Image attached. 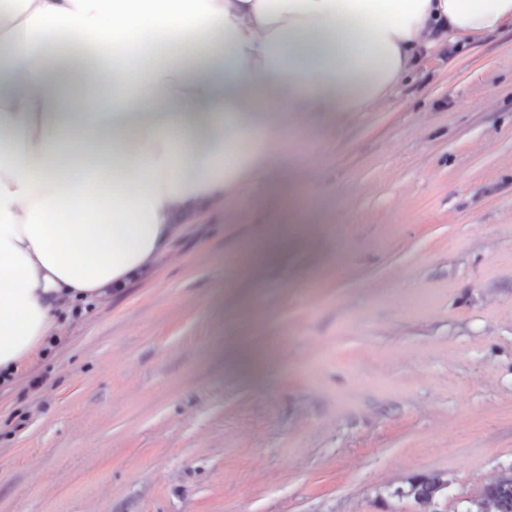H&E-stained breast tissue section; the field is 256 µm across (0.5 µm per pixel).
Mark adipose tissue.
I'll use <instances>...</instances> for the list:
<instances>
[{
	"label": "adipose tissue",
	"mask_w": 512,
	"mask_h": 512,
	"mask_svg": "<svg viewBox=\"0 0 512 512\" xmlns=\"http://www.w3.org/2000/svg\"><path fill=\"white\" fill-rule=\"evenodd\" d=\"M512 31V0H6L0 373L66 305L151 269L269 181L288 119L365 112L423 57ZM75 44L81 72L55 70Z\"/></svg>",
	"instance_id": "1"
}]
</instances>
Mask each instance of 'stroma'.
Masks as SVG:
<instances>
[{
    "instance_id": "obj_1",
    "label": "stroma",
    "mask_w": 512,
    "mask_h": 512,
    "mask_svg": "<svg viewBox=\"0 0 512 512\" xmlns=\"http://www.w3.org/2000/svg\"><path fill=\"white\" fill-rule=\"evenodd\" d=\"M300 122L0 385V512H463L512 468V32ZM448 488V482L439 475H422L409 483L407 496H412L420 504H430L442 496Z\"/></svg>"
}]
</instances>
